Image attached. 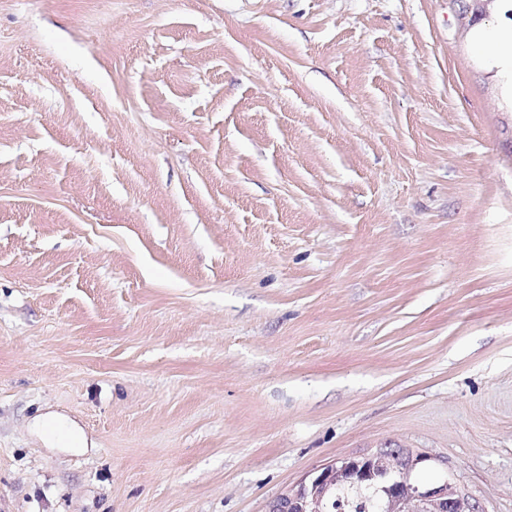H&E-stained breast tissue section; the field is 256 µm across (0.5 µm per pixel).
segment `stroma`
I'll use <instances>...</instances> for the list:
<instances>
[{
  "label": "stroma",
  "mask_w": 512,
  "mask_h": 512,
  "mask_svg": "<svg viewBox=\"0 0 512 512\" xmlns=\"http://www.w3.org/2000/svg\"><path fill=\"white\" fill-rule=\"evenodd\" d=\"M511 8L0 0V512H266L381 446L512 512ZM475 43L487 60L506 77L511 76L512 88V26L478 30ZM34 427L44 434L48 433L53 444L76 445L84 443V437L74 423L54 414L40 416L35 421Z\"/></svg>",
  "instance_id": "obj_1"
}]
</instances>
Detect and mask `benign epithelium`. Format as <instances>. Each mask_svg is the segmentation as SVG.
<instances>
[{
    "label": "benign epithelium",
    "instance_id": "1",
    "mask_svg": "<svg viewBox=\"0 0 512 512\" xmlns=\"http://www.w3.org/2000/svg\"><path fill=\"white\" fill-rule=\"evenodd\" d=\"M432 462L431 456L404 447L338 458L270 501L267 512H326L331 491L345 483L373 489L378 512H479L449 473L432 485L416 481V471Z\"/></svg>",
    "mask_w": 512,
    "mask_h": 512
}]
</instances>
